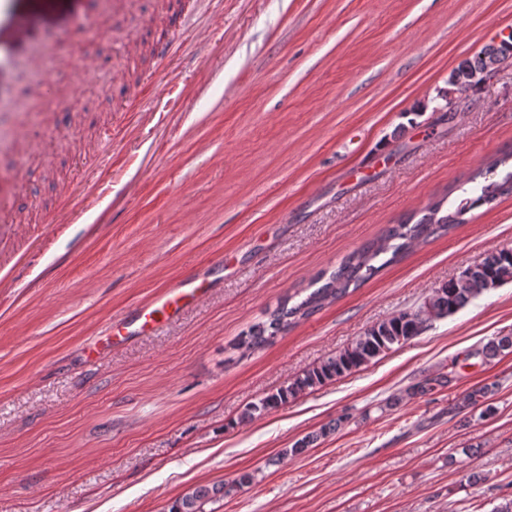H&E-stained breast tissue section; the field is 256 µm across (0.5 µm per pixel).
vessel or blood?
I'll use <instances>...</instances> for the list:
<instances>
[{"instance_id": "1", "label": "vessel or blood", "mask_w": 512, "mask_h": 512, "mask_svg": "<svg viewBox=\"0 0 512 512\" xmlns=\"http://www.w3.org/2000/svg\"><path fill=\"white\" fill-rule=\"evenodd\" d=\"M3 29L10 30L18 39L25 38L29 31L26 16L15 8L12 0H0V30ZM211 288L208 278L194 273L179 279L148 303L114 319L102 338V346L88 348L87 359H96L102 350L132 337L154 333L163 322L179 317L187 308L203 301Z\"/></svg>"}]
</instances>
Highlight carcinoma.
<instances>
[{"mask_svg": "<svg viewBox=\"0 0 512 512\" xmlns=\"http://www.w3.org/2000/svg\"><path fill=\"white\" fill-rule=\"evenodd\" d=\"M512 59V33L499 42L489 45L477 54L462 60L449 74L448 85L455 92L461 88L474 90L485 78H490L495 69ZM512 161V151L504 153L467 179L469 188H461L464 197L455 209L442 213L444 201L429 204L417 221L412 218L387 227L380 240L372 241L347 256L334 270L325 284L315 289L300 303L288 306L284 302L269 314L267 321L252 327L242 336L238 347L252 351L271 342L278 334L286 331L297 320L306 318L320 310L325 302L337 300L373 277L382 265L398 261L406 250L420 241L441 236L457 224L466 222L465 215L484 205H492L504 195H512V170L499 180L497 170ZM390 257L378 266L375 261L383 254ZM512 282V249L487 251L481 260L463 270L457 277L448 280L435 289L429 297L433 310L432 319L423 321L419 310L402 311L369 327L346 348L330 355L288 379L275 390L258 401L248 404L239 416L241 421L253 420L273 409L284 406L307 392L341 378L362 368L372 360L386 355L416 336L421 335L431 320L443 319L464 308L471 300L483 293ZM481 359H489L508 351L512 352V335L495 336L475 348ZM455 372L449 371L436 377L426 378L412 387V394H426L452 381ZM492 393V386L485 384L473 387L455 410L462 412L486 402ZM333 431L328 426L318 433L297 441L278 457L283 460L295 457L308 450L318 439ZM224 483L200 485L180 497L171 512H205L204 506L224 497Z\"/></svg>", "mask_w": 512, "mask_h": 512, "instance_id": "obj_1", "label": "carcinoma"}]
</instances>
